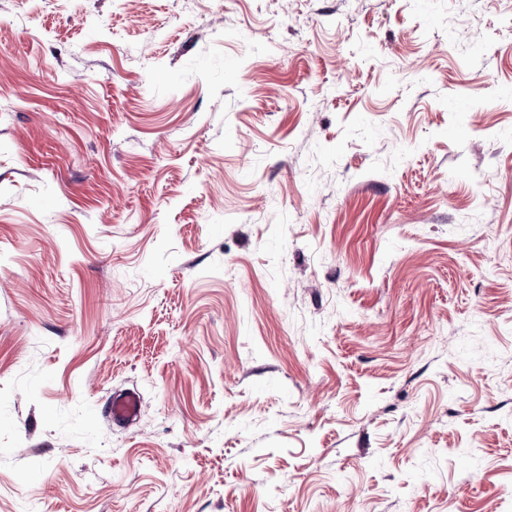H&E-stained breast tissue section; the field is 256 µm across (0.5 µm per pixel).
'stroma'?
Listing matches in <instances>:
<instances>
[{"label":"stroma","mask_w":512,"mask_h":512,"mask_svg":"<svg viewBox=\"0 0 512 512\" xmlns=\"http://www.w3.org/2000/svg\"><path fill=\"white\" fill-rule=\"evenodd\" d=\"M27 504L512 512V0H0ZM141 396L136 389L114 392L107 401L106 415L114 428H128L138 418Z\"/></svg>","instance_id":"1"}]
</instances>
